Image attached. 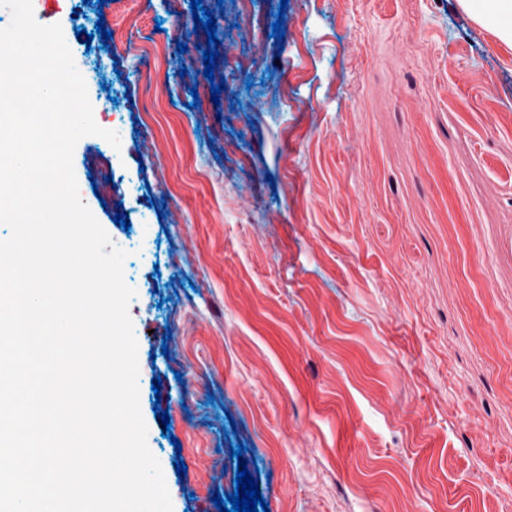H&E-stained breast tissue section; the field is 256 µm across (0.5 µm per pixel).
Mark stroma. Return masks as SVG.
I'll list each match as a JSON object with an SVG mask.
<instances>
[{"mask_svg":"<svg viewBox=\"0 0 512 512\" xmlns=\"http://www.w3.org/2000/svg\"><path fill=\"white\" fill-rule=\"evenodd\" d=\"M190 3L44 19L120 138L73 167L173 512H220L240 444L269 512H512V43L458 0H202L208 78Z\"/></svg>","mask_w":512,"mask_h":512,"instance_id":"35a3bbf8","label":"stroma"}]
</instances>
